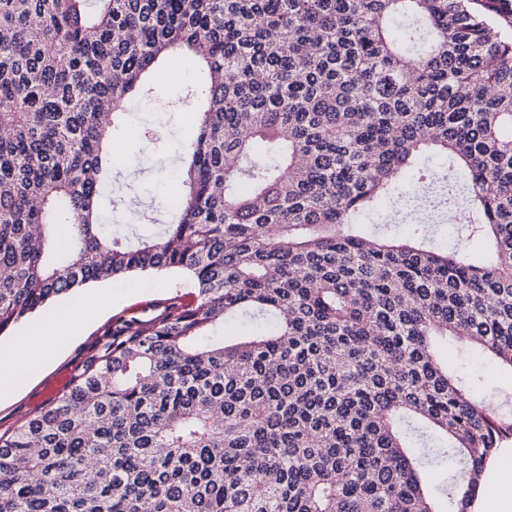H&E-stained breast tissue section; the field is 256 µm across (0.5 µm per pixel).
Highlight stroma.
<instances>
[{
	"label": "stroma",
	"mask_w": 512,
	"mask_h": 512,
	"mask_svg": "<svg viewBox=\"0 0 512 512\" xmlns=\"http://www.w3.org/2000/svg\"><path fill=\"white\" fill-rule=\"evenodd\" d=\"M182 83H174L163 74H152L145 91V104L135 106L133 118L116 117L112 140L117 146L112 155L114 183L103 200L106 221L128 236L141 234L142 216L157 223L170 221L164 206L171 182L179 175L180 159L196 136L193 113L183 111L180 101L188 85L196 83L201 72L195 62L182 57ZM151 156L155 164L143 166V156ZM141 202L139 210H130L128 198ZM184 277L168 273H144L102 283L99 302L101 313L81 331L56 345L52 363L37 366L29 383L14 397L0 399V434H7L38 414L46 405V387L59 377L73 378L85 361L96 353L106 340V331L113 316L131 306L145 307L156 299L176 293L184 286Z\"/></svg>",
	"instance_id": "1"
}]
</instances>
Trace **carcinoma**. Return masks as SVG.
Here are the masks:
<instances>
[{
	"label": "carcinoma",
	"instance_id": "obj_1",
	"mask_svg": "<svg viewBox=\"0 0 512 512\" xmlns=\"http://www.w3.org/2000/svg\"><path fill=\"white\" fill-rule=\"evenodd\" d=\"M507 29L512 0H0V337L91 283L194 288L113 318L0 435V512H471L512 388L434 347L512 380ZM185 50L206 77L176 219L132 242L100 223L112 123ZM427 152L459 243L360 233ZM437 353L440 357L447 358L449 363L454 364L476 382L478 380L481 383L495 381L497 385L499 384L504 387H507L510 382L508 379L499 378L489 365L475 358H464L455 344L440 342L437 347Z\"/></svg>",
	"mask_w": 512,
	"mask_h": 512
}]
</instances>
